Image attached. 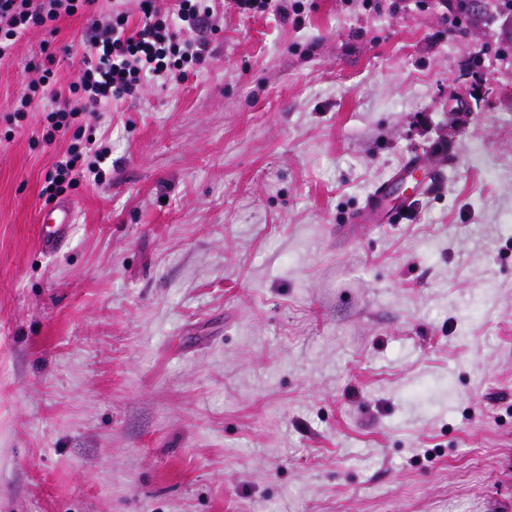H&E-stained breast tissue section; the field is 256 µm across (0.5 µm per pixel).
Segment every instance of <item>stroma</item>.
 Instances as JSON below:
<instances>
[{"mask_svg":"<svg viewBox=\"0 0 512 512\" xmlns=\"http://www.w3.org/2000/svg\"><path fill=\"white\" fill-rule=\"evenodd\" d=\"M496 0L224 14L87 135L40 244L44 112L0 59V512H512V21ZM84 16L55 37L83 69ZM414 220L352 216L410 156ZM76 206L68 199L59 200L53 208L47 212L49 221L43 220L45 230L41 235L42 246L46 250H52L65 238L70 224H73Z\"/></svg>","mask_w":512,"mask_h":512,"instance_id":"1","label":"stroma"}]
</instances>
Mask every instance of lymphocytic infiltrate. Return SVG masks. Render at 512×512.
Segmentation results:
<instances>
[{
  "label": "lymphocytic infiltrate",
  "mask_w": 512,
  "mask_h": 512,
  "mask_svg": "<svg viewBox=\"0 0 512 512\" xmlns=\"http://www.w3.org/2000/svg\"><path fill=\"white\" fill-rule=\"evenodd\" d=\"M97 0H0V58L34 29L57 31L61 19L94 13L88 37L89 54L77 82L60 86L56 79V56L50 43H43L34 68L39 76L24 85L14 112L34 111L45 97L53 104L48 118L51 127L43 136L53 144L58 135L71 133L73 142L45 176L44 195L55 198L74 185L84 173L100 175L104 155L86 138L76 122L79 111L96 114L104 106L132 100L140 94L146 77L181 80L187 72L207 61V32L216 31L211 0H178L176 15H169L160 0H136L128 9L115 0L111 10L96 15ZM138 24H131L133 14Z\"/></svg>",
  "instance_id": "lymphocytic-infiltrate-1"
}]
</instances>
